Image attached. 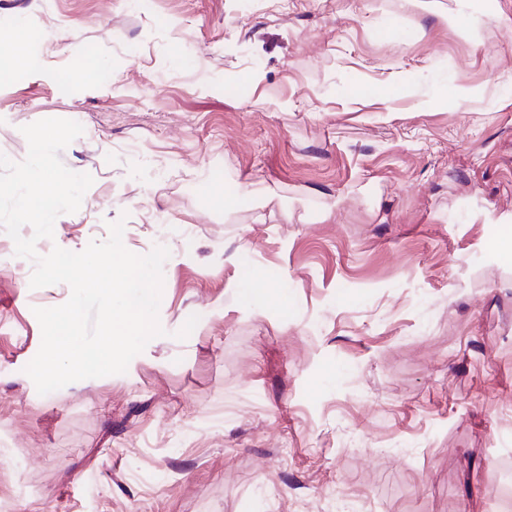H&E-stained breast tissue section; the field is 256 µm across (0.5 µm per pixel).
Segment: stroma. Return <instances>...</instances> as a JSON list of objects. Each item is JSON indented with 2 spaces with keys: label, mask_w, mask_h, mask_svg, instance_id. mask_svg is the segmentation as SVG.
<instances>
[{
  "label": "stroma",
  "mask_w": 512,
  "mask_h": 512,
  "mask_svg": "<svg viewBox=\"0 0 512 512\" xmlns=\"http://www.w3.org/2000/svg\"><path fill=\"white\" fill-rule=\"evenodd\" d=\"M19 21L0 154L73 120L94 179L37 253L120 220L169 256L162 335L42 395L33 310L71 289L0 227V512H503L512 0H0Z\"/></svg>",
  "instance_id": "35a3bbf8"
}]
</instances>
